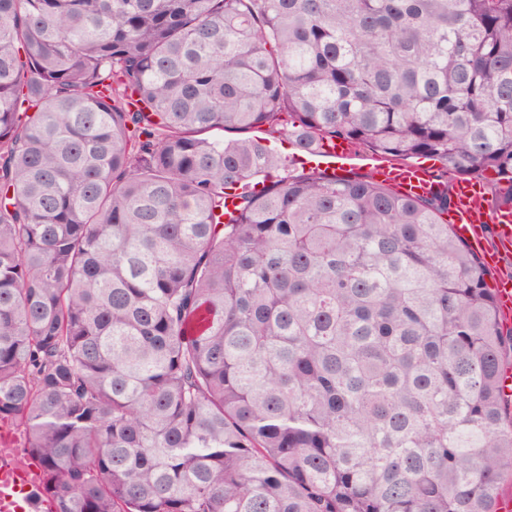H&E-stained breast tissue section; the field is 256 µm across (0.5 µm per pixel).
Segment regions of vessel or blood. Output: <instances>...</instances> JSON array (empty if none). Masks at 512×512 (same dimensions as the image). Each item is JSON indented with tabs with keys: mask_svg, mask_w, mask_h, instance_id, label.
<instances>
[{
	"mask_svg": "<svg viewBox=\"0 0 512 512\" xmlns=\"http://www.w3.org/2000/svg\"><path fill=\"white\" fill-rule=\"evenodd\" d=\"M351 156L346 141L337 139L323 143L315 156V165L333 174L342 170ZM379 179L392 186L401 195L418 197L430 194L436 180L429 167L415 164L381 162L375 166ZM454 232L482 255L488 265H495L499 251L512 249V209L491 208L483 186L477 181H462L455 186V203L447 216ZM493 224L498 241V252H488L483 227ZM496 297L504 324L512 323V278L501 277L496 282ZM26 472L10 463L0 464V512H39L29 489Z\"/></svg>",
	"mask_w": 512,
	"mask_h": 512,
	"instance_id": "b4317fda",
	"label": "vessel or blood"
}]
</instances>
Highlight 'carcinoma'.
Here are the masks:
<instances>
[{
    "instance_id": "carcinoma-1",
    "label": "carcinoma",
    "mask_w": 512,
    "mask_h": 512,
    "mask_svg": "<svg viewBox=\"0 0 512 512\" xmlns=\"http://www.w3.org/2000/svg\"><path fill=\"white\" fill-rule=\"evenodd\" d=\"M441 163L415 199L282 159ZM512 0H0V421L53 512H498ZM235 194L236 206L225 210ZM249 135L254 138H266V143L276 149L284 160V165L278 170L273 171L269 179L277 180L288 178V176L301 173L302 167H304L305 172L308 170L307 168L311 166L309 164L302 166L300 163L292 162L291 155L294 150L285 142L287 141L286 137L277 131H272L267 125L253 130ZM487 178L490 180V177ZM488 180H480L482 184L468 180L457 183L454 191L455 203L448 211L447 219L448 224H452L454 232L482 255L486 264L494 266L499 259V252L491 253L487 250L482 224H485L487 245L495 246L496 235L499 250L510 252L512 248V209L507 207L491 208L484 194L485 189L487 196L492 197V185H488Z\"/></svg>"
}]
</instances>
